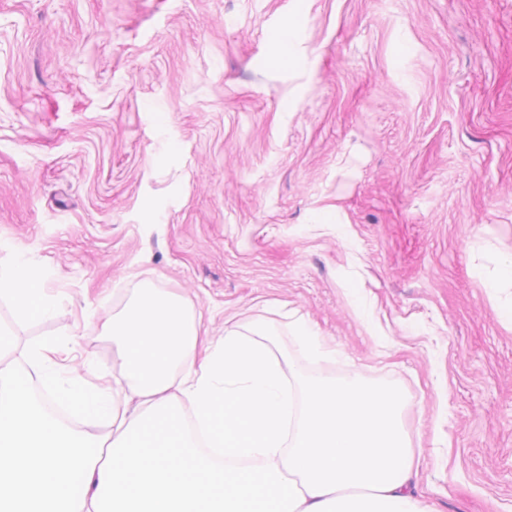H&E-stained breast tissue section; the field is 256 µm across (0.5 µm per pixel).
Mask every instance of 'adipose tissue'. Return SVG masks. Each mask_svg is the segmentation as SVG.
<instances>
[{
    "instance_id": "obj_1",
    "label": "adipose tissue",
    "mask_w": 512,
    "mask_h": 512,
    "mask_svg": "<svg viewBox=\"0 0 512 512\" xmlns=\"http://www.w3.org/2000/svg\"><path fill=\"white\" fill-rule=\"evenodd\" d=\"M54 272L17 254L0 266L15 322L53 310ZM124 370L114 391L63 380L54 343L17 349L0 331V512H437L412 493L420 453L404 401L359 375L283 372L262 340L225 328L199 354L182 299L144 287L112 319ZM26 372H18L17 362ZM302 390L292 410L285 378ZM44 383L101 438L50 419Z\"/></svg>"
}]
</instances>
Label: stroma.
<instances>
[{
	"label": "stroma",
	"instance_id": "obj_1",
	"mask_svg": "<svg viewBox=\"0 0 512 512\" xmlns=\"http://www.w3.org/2000/svg\"><path fill=\"white\" fill-rule=\"evenodd\" d=\"M20 253L56 307L0 325L85 388L120 378L106 323L146 282L286 368L306 323L314 372L405 396L415 493L512 512V0H0Z\"/></svg>",
	"mask_w": 512,
	"mask_h": 512
}]
</instances>
